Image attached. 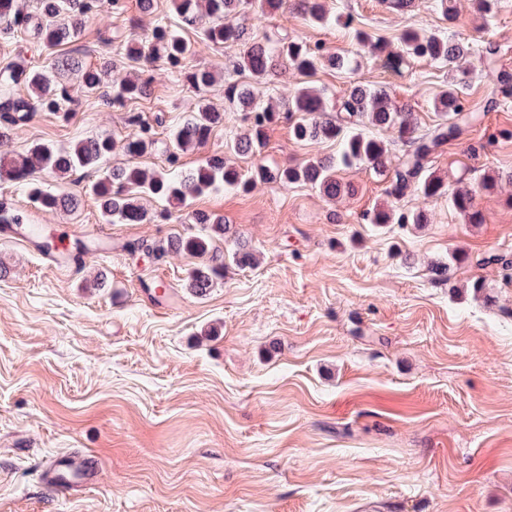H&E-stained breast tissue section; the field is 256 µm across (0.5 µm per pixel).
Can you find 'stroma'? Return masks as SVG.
<instances>
[{
  "instance_id": "stroma-1",
  "label": "stroma",
  "mask_w": 512,
  "mask_h": 512,
  "mask_svg": "<svg viewBox=\"0 0 512 512\" xmlns=\"http://www.w3.org/2000/svg\"><path fill=\"white\" fill-rule=\"evenodd\" d=\"M121 2L89 16L63 52L92 68L113 60L115 85L131 72L115 41L162 20L191 41L190 65L212 70L216 83L199 94L155 63L148 97L118 107L96 94L66 114L37 113L0 143V156L19 161L35 144L66 149L100 134L119 143L137 112L157 124L139 163L158 170L171 132L203 102L224 122L204 147L181 153L189 172L243 131L242 113L224 100L225 85L245 79L242 48L207 43L169 0L148 12L140 0ZM419 3L406 12L388 0H326L335 24L311 25L291 7L266 26L351 59V69L314 75L329 99L354 83L383 89L421 134L436 120L447 65L415 59L393 74L356 30L392 50L410 27L472 42L463 93L481 119L428 165L465 174L469 186L497 177L476 197L483 223H464L444 196L393 201L385 176L359 164L339 170L350 191L335 201L305 184L221 186L191 207L226 225L215 247L228 253L243 240L256 262L225 260L223 279L198 296L187 278L199 257L127 249L200 234L162 218V202L143 199L147 223L109 224L85 191L88 174H38L79 199L54 213L0 181V198L25 223L48 225L69 258L51 266L29 238L0 241V512H512V282L499 265L476 263L512 257V98L497 92L498 71L512 72V0H499L485 25L475 0H454L449 20L435 0ZM46 56L22 31H0V69L39 68ZM476 142L484 150L468 154ZM338 149L294 140L283 118L259 154L236 164L247 175ZM393 205L426 223L368 222ZM78 239L97 245L81 262L70 257ZM454 253L470 260L442 279L436 269ZM476 278L486 287L478 299ZM84 448L101 461L99 482L67 497L50 491L42 462Z\"/></svg>"
}]
</instances>
